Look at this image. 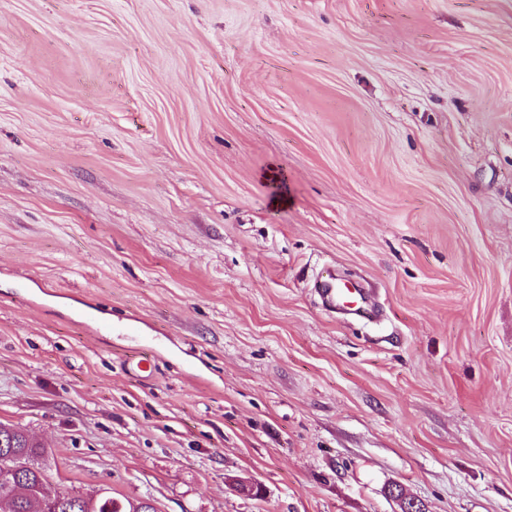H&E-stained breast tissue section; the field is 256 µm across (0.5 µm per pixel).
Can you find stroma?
Segmentation results:
<instances>
[{
  "label": "stroma",
  "instance_id": "stroma-1",
  "mask_svg": "<svg viewBox=\"0 0 512 512\" xmlns=\"http://www.w3.org/2000/svg\"><path fill=\"white\" fill-rule=\"evenodd\" d=\"M0 424L159 512H512V0H0ZM325 274V275H323ZM319 280V293L326 304L336 309V306L348 308L355 312L363 311V298L358 291L336 282L332 269L326 268Z\"/></svg>",
  "mask_w": 512,
  "mask_h": 512
}]
</instances>
